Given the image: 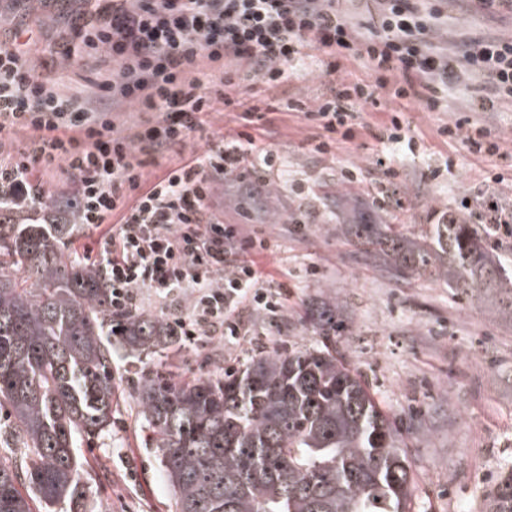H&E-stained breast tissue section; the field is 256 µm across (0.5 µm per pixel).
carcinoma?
<instances>
[{
    "label": "carcinoma",
    "mask_w": 512,
    "mask_h": 512,
    "mask_svg": "<svg viewBox=\"0 0 512 512\" xmlns=\"http://www.w3.org/2000/svg\"><path fill=\"white\" fill-rule=\"evenodd\" d=\"M14 215L1 200L0 407L3 434L19 435L30 455L0 460V512H30L21 486L86 512L77 452L112 428V292L67 248L77 211L68 224ZM350 233L396 274L429 275L512 311V273L461 216L444 213L412 237L390 224H352ZM305 324L326 343L261 352L223 376L139 383L175 512H407L412 475L397 433L329 344L348 331L338 299L326 296ZM118 334L138 356L177 340L141 310ZM486 512H512V471L489 491Z\"/></svg>",
    "instance_id": "cac0c4a2"
}]
</instances>
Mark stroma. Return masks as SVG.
<instances>
[{
    "label": "stroma",
    "instance_id": "stroma-1",
    "mask_svg": "<svg viewBox=\"0 0 512 512\" xmlns=\"http://www.w3.org/2000/svg\"><path fill=\"white\" fill-rule=\"evenodd\" d=\"M413 6L429 16L430 44L437 53L457 55L462 41L475 36L512 39L510 11L462 12L448 0H413ZM67 16L38 0L20 10L13 0H0V34L18 27L31 30L24 52L37 79L89 91L111 72L112 56L101 49L70 63L63 37ZM343 75L368 85L379 103L362 107L353 138L337 141L330 153L314 151L322 135L317 122L288 108L295 100L314 108L328 93V81L313 62L283 82L256 79L234 89L244 101L257 95L270 104L256 124L225 111L223 71L202 65L199 79L215 98L213 111L204 114L185 144L144 156L142 180L149 184L175 161L203 153L227 133H249L257 148L278 151L287 177L263 174L251 194L236 180L219 183L213 208L224 223L258 233L265 242L254 257L260 283L272 292L288 287L289 295L280 312L253 311L245 336L236 339L181 342L148 358L132 356L113 341L112 429L93 448L78 451L91 512L175 510L136 404L145 375L190 380L243 368L271 348L319 346L320 337L306 329L302 318L328 292L337 295L349 326L336 339V356L393 423L410 461L409 512H485L489 488L512 470V313L496 311L482 299L467 301L427 275L396 276L348 233L349 225L369 213L378 223H396L415 233L430 218L461 209L463 198L472 218L492 194L512 209V101L495 112L473 111L482 79L468 72L438 90L434 109L406 106L402 115L416 148L401 155L399 175L390 183L375 165L391 116L388 91L360 61L345 60ZM464 116L499 141L500 154H475L462 140L442 135L444 126ZM348 167L358 170V182L343 180ZM433 170L438 176L432 180ZM490 174L500 175V182H487ZM304 212L313 213V223L294 226Z\"/></svg>",
    "mask_w": 512,
    "mask_h": 512
}]
</instances>
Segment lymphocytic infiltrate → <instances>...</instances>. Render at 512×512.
Returning a JSON list of instances; mask_svg holds the SVG:
<instances>
[{
  "label": "lymphocytic infiltrate",
  "instance_id": "obj_1",
  "mask_svg": "<svg viewBox=\"0 0 512 512\" xmlns=\"http://www.w3.org/2000/svg\"><path fill=\"white\" fill-rule=\"evenodd\" d=\"M72 26L77 42L67 56L107 48L114 68L97 96L36 82L15 30L0 40V132L33 130L26 150L0 142V197L40 215L47 189L41 177L66 164L69 181L57 217L77 211L80 223L116 220L102 265L112 285V316L139 309L141 293L166 296L178 290L186 303L170 325L181 340L206 342L245 333L256 309L279 311V295L259 286L248 257L258 249L253 232L221 222L211 208L217 184L246 172L281 171L274 150L251 155L241 135H227L188 163L170 167L149 186L141 184L135 150L163 153L184 143L210 111L212 100L194 73L201 61L232 59L268 83L286 80L305 64L309 51L323 54L322 72L332 89L308 118L324 136L315 149L329 153L337 139H350L360 103L371 101L367 85L339 78L341 53L366 58L393 74V98L432 108L431 80L448 85L460 67L434 52L429 24L409 0H385L375 17L374 39L361 43L344 14L325 0H85ZM464 68L483 76L475 111H495L512 99V40L472 41ZM135 101L156 115L147 134L126 137L109 113Z\"/></svg>",
  "mask_w": 512,
  "mask_h": 512
}]
</instances>
